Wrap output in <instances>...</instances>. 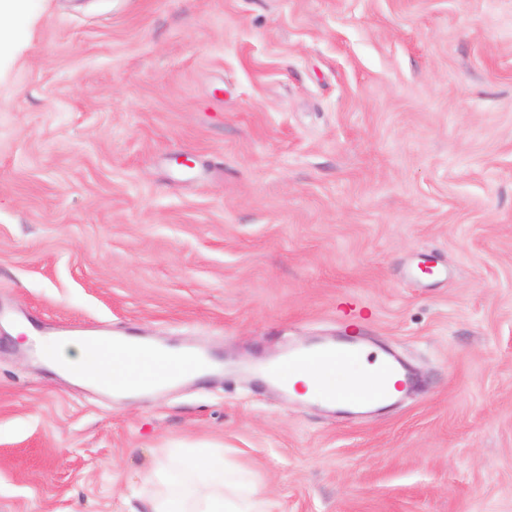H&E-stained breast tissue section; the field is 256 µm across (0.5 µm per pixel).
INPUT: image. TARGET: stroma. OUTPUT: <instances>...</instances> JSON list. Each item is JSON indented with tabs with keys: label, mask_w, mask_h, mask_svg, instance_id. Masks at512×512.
Wrapping results in <instances>:
<instances>
[{
	"label": "stroma",
	"mask_w": 512,
	"mask_h": 512,
	"mask_svg": "<svg viewBox=\"0 0 512 512\" xmlns=\"http://www.w3.org/2000/svg\"><path fill=\"white\" fill-rule=\"evenodd\" d=\"M19 309L224 373L117 401L1 323L0 512H144L175 448L273 512H512V0H33L0 49ZM351 321L414 375L386 415L249 369ZM173 361L181 364V369L176 373L175 379L178 381L190 379L196 375L200 368H204L207 363V351L198 344L185 345L179 347V350L171 355Z\"/></svg>",
	"instance_id": "35a3bbf8"
}]
</instances>
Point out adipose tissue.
Masks as SVG:
<instances>
[{"instance_id":"ef3b65f1","label":"adipose tissue","mask_w":512,"mask_h":512,"mask_svg":"<svg viewBox=\"0 0 512 512\" xmlns=\"http://www.w3.org/2000/svg\"><path fill=\"white\" fill-rule=\"evenodd\" d=\"M50 365L59 373L82 375L94 382L102 371L113 380H139L144 392L154 390L166 366L160 362L135 367L125 355L110 353L108 359L80 342L57 344L49 349ZM372 371L366 359H343L328 365L316 363L283 373L289 390L303 398L320 399L326 392L358 390ZM147 512H271L269 501L255 483L237 477L222 456L198 451L165 461L156 472Z\"/></svg>"}]
</instances>
